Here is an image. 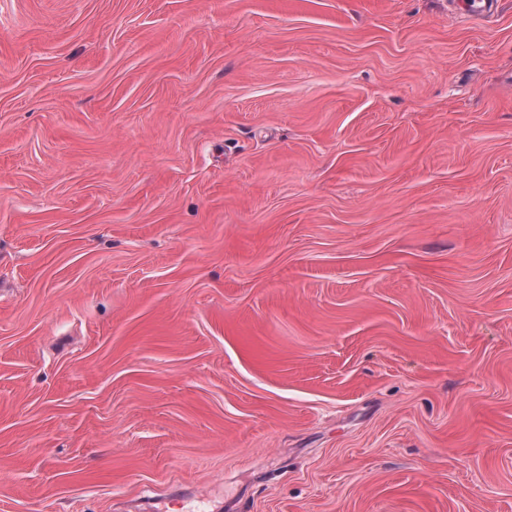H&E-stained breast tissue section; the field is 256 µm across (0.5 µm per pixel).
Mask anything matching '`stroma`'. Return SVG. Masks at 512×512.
<instances>
[{"mask_svg": "<svg viewBox=\"0 0 512 512\" xmlns=\"http://www.w3.org/2000/svg\"><path fill=\"white\" fill-rule=\"evenodd\" d=\"M0 0V512H512V0Z\"/></svg>", "mask_w": 512, "mask_h": 512, "instance_id": "35a3bbf8", "label": "stroma"}]
</instances>
